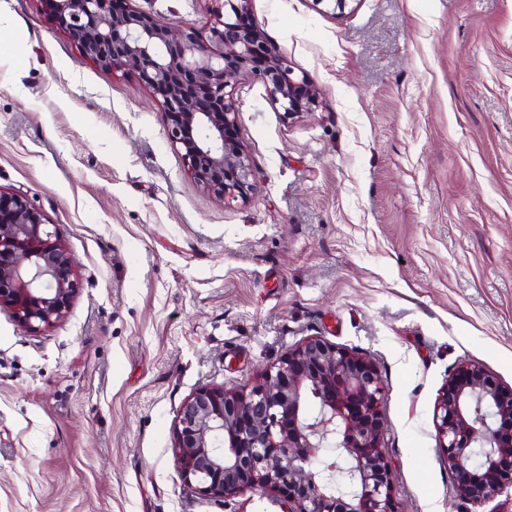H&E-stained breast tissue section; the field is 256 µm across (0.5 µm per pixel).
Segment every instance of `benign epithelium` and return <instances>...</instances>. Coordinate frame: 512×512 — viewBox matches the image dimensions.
<instances>
[{"label":"benign epithelium","mask_w":512,"mask_h":512,"mask_svg":"<svg viewBox=\"0 0 512 512\" xmlns=\"http://www.w3.org/2000/svg\"><path fill=\"white\" fill-rule=\"evenodd\" d=\"M50 2L84 56L106 71L137 69L161 102L168 140L215 197L243 200L253 180L229 77L256 73L287 118L315 103L314 85L293 76L249 19V0H225L231 14L177 34L121 0ZM77 285L56 227L28 194L0 188V310L37 333L68 316ZM383 399L369 360L310 338L248 386L202 387L183 401L174 445L181 476L215 499L271 492L281 512H400L382 445ZM433 425L456 497L481 506L512 490V386L463 362L442 387Z\"/></svg>","instance_id":"obj_1"}]
</instances>
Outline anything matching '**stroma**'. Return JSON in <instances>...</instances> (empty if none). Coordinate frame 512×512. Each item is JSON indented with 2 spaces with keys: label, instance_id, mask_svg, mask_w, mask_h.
<instances>
[{
  "label": "stroma",
  "instance_id": "35a3bbf8",
  "mask_svg": "<svg viewBox=\"0 0 512 512\" xmlns=\"http://www.w3.org/2000/svg\"><path fill=\"white\" fill-rule=\"evenodd\" d=\"M172 31L222 0H129ZM317 91L285 117L229 78L253 169L203 191L134 72L83 56L45 0H0V186L79 274L39 333L0 311V512H280L194 493L179 408L320 336L371 359L402 512L455 498L432 414L464 361L512 386V0H250Z\"/></svg>",
  "mask_w": 512,
  "mask_h": 512
}]
</instances>
